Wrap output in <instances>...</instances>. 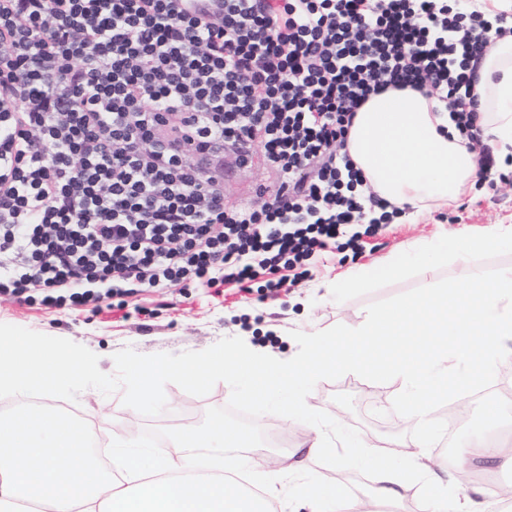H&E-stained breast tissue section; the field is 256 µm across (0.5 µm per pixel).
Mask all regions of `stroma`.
Instances as JSON below:
<instances>
[{
  "label": "stroma",
  "mask_w": 512,
  "mask_h": 512,
  "mask_svg": "<svg viewBox=\"0 0 512 512\" xmlns=\"http://www.w3.org/2000/svg\"><path fill=\"white\" fill-rule=\"evenodd\" d=\"M278 186L261 151H254L245 166L225 158L226 205L263 200L275 194ZM489 224L512 225V175L492 186L479 183L449 206L381 225L375 234L363 236L359 252L333 245L315 252L307 262L308 275L274 294L257 287L244 293L234 285L225 286L223 296L217 298L205 288H138L125 296L121 315L20 304L0 296V323L82 344L99 356L101 371L110 375L115 372L114 354L128 346L145 355L180 353L227 345L245 336L254 344L289 354L301 330L357 329L364 309L415 293L426 282L450 283L463 274L462 264L454 259L436 264L414 262L398 277L371 283L358 280L360 270L393 261L412 245L428 252L447 237L477 240ZM362 387V380L338 372L322 379L308 401L312 418L326 423L329 430L349 433V441L337 443V452L350 450V440L356 436L399 440L407 434L398 416L381 412L377 402L362 401ZM164 391L167 408L152 418L124 406L121 394L106 397L94 389L83 391L77 401L55 399L51 405L83 420L103 445H111L113 437L133 427L143 439L163 443L170 435L171 422L190 415L204 417L207 408L226 406L231 394L223 382L204 397L190 395L174 384L166 385ZM469 398L460 426L447 427V404H439L432 414L431 453L439 464L448 462L447 439L460 444L472 438L483 428L489 406L498 410L492 433L512 432V378L498 369L487 377L474 376Z\"/></svg>",
  "instance_id": "stroma-1"
}]
</instances>
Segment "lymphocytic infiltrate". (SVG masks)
Returning <instances> with one entry per match:
<instances>
[{"mask_svg": "<svg viewBox=\"0 0 512 512\" xmlns=\"http://www.w3.org/2000/svg\"><path fill=\"white\" fill-rule=\"evenodd\" d=\"M0 0V296L91 306L137 288H251L302 270L357 224L400 215L356 195L343 148L363 103L427 90L480 146L472 81L507 14L443 0ZM260 146L279 180L224 202V157Z\"/></svg>", "mask_w": 512, "mask_h": 512, "instance_id": "1", "label": "lymphocytic infiltrate"}]
</instances>
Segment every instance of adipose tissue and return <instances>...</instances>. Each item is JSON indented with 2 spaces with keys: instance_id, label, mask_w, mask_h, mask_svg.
<instances>
[{
  "instance_id": "obj_1",
  "label": "adipose tissue",
  "mask_w": 512,
  "mask_h": 512,
  "mask_svg": "<svg viewBox=\"0 0 512 512\" xmlns=\"http://www.w3.org/2000/svg\"><path fill=\"white\" fill-rule=\"evenodd\" d=\"M474 93L484 137L512 146V35L492 43ZM345 149L378 197L419 213L455 201L480 179L449 112L409 87L370 97L354 117ZM506 362H512V268L487 276L473 267L458 282H430L368 308L356 330L301 332L287 356L240 339L190 360L132 359L126 373L133 406L157 402L164 378L195 386L232 379L259 421L301 432L294 461L241 460L240 468L263 486L247 490L225 473L218 452L251 446L253 434L215 420L203 429L177 428L161 454L129 430L113 442V461L106 464L77 417L24 404L0 414V506L15 499L40 512H273L276 484L284 479L289 499L311 501L314 512H384L404 507L409 490L417 512H495L512 500L505 485L487 489L472 474L512 470V445L479 437L443 466L432 460L423 432L440 402L462 398L470 376ZM338 371L379 386L399 383L394 406L416 436L393 449L364 439L359 452L337 455L306 407L322 379ZM324 457L344 470H373V492L350 500L341 487L320 485L312 465Z\"/></svg>"
}]
</instances>
